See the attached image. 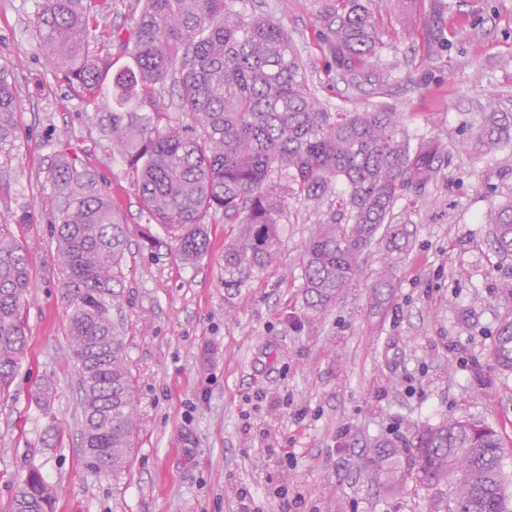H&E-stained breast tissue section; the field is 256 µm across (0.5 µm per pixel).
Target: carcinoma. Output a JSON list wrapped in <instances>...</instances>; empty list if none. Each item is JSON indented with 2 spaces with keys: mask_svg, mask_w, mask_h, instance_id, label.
<instances>
[{
  "mask_svg": "<svg viewBox=\"0 0 512 512\" xmlns=\"http://www.w3.org/2000/svg\"><path fill=\"white\" fill-rule=\"evenodd\" d=\"M321 49L329 71L347 86L388 81L381 59L378 0H317ZM125 45L131 62L112 72L108 56L90 51L98 14L87 0H39L35 29L53 67L87 98L112 76V143L136 174L141 206L193 264L209 250V220L237 225L224 242V287L241 288L278 262L288 200L310 204L316 231L302 249L306 306L334 303L383 242L388 253L372 284L377 305L390 301L398 260L412 246L411 215L430 204L429 189L447 179L450 155L406 129L388 107L336 112L309 85L301 51L282 21L250 13L242 0H138ZM175 98L151 112L157 87ZM20 93L0 76V197L17 150ZM471 143L484 156L504 146L485 127ZM47 179L60 205L51 233L60 287L67 298V337L80 381L83 447L96 471H125L135 445L134 384L126 343L112 322L114 288L128 247L127 225L93 174L61 142ZM485 223L493 244L512 256V197ZM28 215L0 220V394L9 390L27 346L22 308L33 283ZM489 360L512 369V321H504ZM50 380L32 394L51 415ZM411 477L429 492L427 512H512L504 450L479 420L424 425L405 443ZM55 488L32 467L10 512H52Z\"/></svg>",
  "mask_w": 512,
  "mask_h": 512,
  "instance_id": "carcinoma-1",
  "label": "carcinoma"
}]
</instances>
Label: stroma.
Listing matches in <instances>:
<instances>
[{
    "instance_id": "1",
    "label": "stroma",
    "mask_w": 512,
    "mask_h": 512,
    "mask_svg": "<svg viewBox=\"0 0 512 512\" xmlns=\"http://www.w3.org/2000/svg\"><path fill=\"white\" fill-rule=\"evenodd\" d=\"M37 2L0 0V70L21 94V138L0 212H27L38 224L28 252L27 351L0 396V512L32 465L57 489L54 512H426L427 493L410 478L400 442L448 417L491 424L512 473V371L487 358L499 325L512 320V298L500 288L512 258L495 251L482 222L497 190L512 186V148L492 156L469 148L492 96L512 135V0H446L440 16L430 0H383L382 57L392 77L361 91L327 69L317 0H246L282 17L320 99L340 111L393 107L452 156L436 206L414 218L390 304L369 303L386 255L378 247L318 317L304 304L301 249L315 226L302 204L290 203L281 225L280 262L238 290L222 283L224 242L237 231L223 215L211 219L209 251L196 263L181 262L170 244L143 248L159 228L102 130L112 102L86 99L50 65L36 38ZM91 2L121 69L137 2ZM60 139L128 227L112 316L128 350L138 431L117 477L91 469L82 446L46 179L50 144ZM46 379L62 427L55 448L41 445L48 421L32 400Z\"/></svg>"
}]
</instances>
